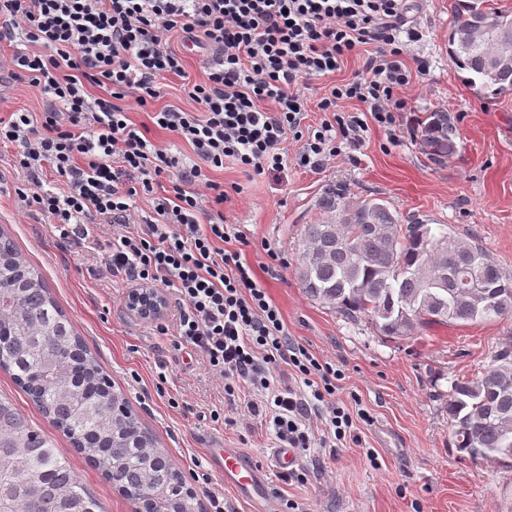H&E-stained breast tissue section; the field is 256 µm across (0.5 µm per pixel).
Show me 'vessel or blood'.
<instances>
[{"mask_svg":"<svg viewBox=\"0 0 512 512\" xmlns=\"http://www.w3.org/2000/svg\"><path fill=\"white\" fill-rule=\"evenodd\" d=\"M216 466L223 471L225 483L240 493L253 506H261L265 488L271 473H286L296 463L293 449H275L270 463L258 465L247 462L234 448H215L211 451Z\"/></svg>","mask_w":512,"mask_h":512,"instance_id":"obj_1","label":"vessel or blood"}]
</instances>
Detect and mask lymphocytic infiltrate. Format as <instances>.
I'll return each instance as SVG.
<instances>
[{
	"instance_id": "1",
	"label": "lymphocytic infiltrate",
	"mask_w": 512,
	"mask_h": 512,
	"mask_svg": "<svg viewBox=\"0 0 512 512\" xmlns=\"http://www.w3.org/2000/svg\"><path fill=\"white\" fill-rule=\"evenodd\" d=\"M402 0H0V42L13 52L0 72L28 81L45 111L0 118V146L13 148L27 212L45 216L60 242L104 251L105 264L138 286L173 291L178 345L190 347L224 383L248 391L288 447H335L354 419L336 404L338 371L289 341L279 309L232 242H244L219 209L227 194L210 171L233 164L253 176L288 161L319 169L361 143L370 124L391 126L405 103L396 88L412 74L402 60ZM208 51L203 81L184 85L199 109L154 112V124L188 144L184 159L138 132L131 108L163 94L184 73L172 35ZM358 79L330 86L328 117L303 127L314 77L340 70L362 46ZM97 86L107 97L89 92ZM354 99L365 113L340 112ZM301 142L289 158L288 140ZM147 210L136 211L138 195ZM287 367L285 385L274 373Z\"/></svg>"
}]
</instances>
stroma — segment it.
Returning <instances> with one entry per match:
<instances>
[{"label":"stroma","instance_id":"35a3bbf8","mask_svg":"<svg viewBox=\"0 0 512 512\" xmlns=\"http://www.w3.org/2000/svg\"><path fill=\"white\" fill-rule=\"evenodd\" d=\"M452 5L453 0H406L405 19L417 34L404 48L413 74L395 92L405 107L390 129L371 126L359 146L320 170L296 164L300 144L292 140L290 161L280 173L252 177L227 165L209 174L230 191L224 218L246 235L242 257L279 308L289 338L336 365L343 375L337 401L349 412L363 409L370 415L369 421H354V439L340 447L298 454V467L308 471L306 481L273 475L272 512H283L289 501L304 512H512V467L461 457L438 398L451 381L490 363L499 342L512 336V319L436 325L390 339L371 323L349 321L336 307L308 297L296 274L302 228L322 219L316 201L338 184L346 185L349 204L380 198L402 216L476 237L512 274V94L481 100L463 85L448 56ZM171 47L183 55V76H166L163 95L147 108H132L130 119L148 138L187 155L190 147L154 125L150 115L170 107L196 110L182 84L203 79L206 58L176 39ZM361 70L362 59L354 54L335 75L311 80L306 124L322 121L317 104L329 85ZM46 105L27 81L0 76V117L40 112ZM431 109L447 110L458 134V153L440 164L428 160L416 137L418 119ZM13 153L0 147V231L40 270L114 390L155 435L203 512L211 492L223 496L228 512H251L211 465L209 451L238 448L263 464L278 445L273 430L249 414L246 398H226L222 381L204 370L196 353L176 348L173 336L159 332V325H172L176 318L175 296H168L159 320L138 318L126 306L130 283L105 268L101 253L63 246L45 218L23 215L17 194L23 176L13 166ZM161 374L166 382L159 390L155 381ZM0 397L53 440L104 512H133L134 503L72 448L2 370ZM215 409L224 411L226 422L211 420Z\"/></svg>","mask_w":512,"mask_h":512}]
</instances>
